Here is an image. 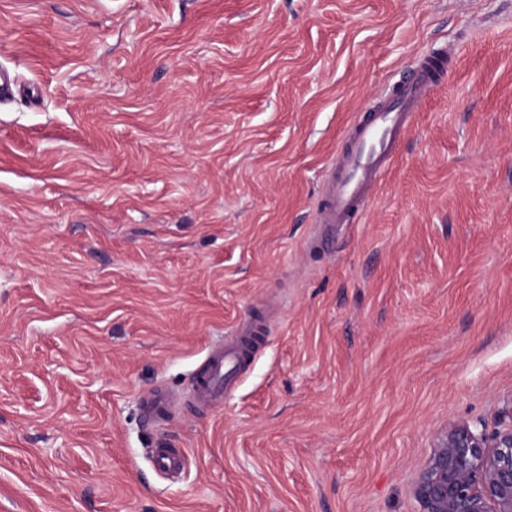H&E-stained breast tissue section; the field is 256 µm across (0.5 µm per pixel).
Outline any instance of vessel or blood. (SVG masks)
<instances>
[{
	"instance_id": "b4317fda",
	"label": "vessel or blood",
	"mask_w": 512,
	"mask_h": 512,
	"mask_svg": "<svg viewBox=\"0 0 512 512\" xmlns=\"http://www.w3.org/2000/svg\"><path fill=\"white\" fill-rule=\"evenodd\" d=\"M434 57L422 55L410 66V76L392 95L381 99L354 127L338 162L332 163L322 187L318 223L326 228L348 225L367 207L372 192L390 165L408 131L413 115L442 77ZM234 337L207 354L205 374L194 381L192 399L201 407L219 406L237 385L236 373L261 345L266 326L259 318L239 322ZM154 467L164 475L183 471L181 449L157 445L150 451Z\"/></svg>"
}]
</instances>
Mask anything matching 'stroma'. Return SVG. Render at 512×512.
<instances>
[{
    "label": "stroma",
    "instance_id": "obj_1",
    "mask_svg": "<svg viewBox=\"0 0 512 512\" xmlns=\"http://www.w3.org/2000/svg\"><path fill=\"white\" fill-rule=\"evenodd\" d=\"M454 47L357 224L322 174ZM0 512H417L512 400V0H0ZM265 312L223 404L186 395ZM185 449L178 481L150 448Z\"/></svg>",
    "mask_w": 512,
    "mask_h": 512
}]
</instances>
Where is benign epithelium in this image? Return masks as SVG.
I'll use <instances>...</instances> for the list:
<instances>
[{
	"label": "benign epithelium",
	"mask_w": 512,
	"mask_h": 512,
	"mask_svg": "<svg viewBox=\"0 0 512 512\" xmlns=\"http://www.w3.org/2000/svg\"><path fill=\"white\" fill-rule=\"evenodd\" d=\"M506 414L491 436L467 422L438 434L413 482L419 512H512V404Z\"/></svg>",
	"instance_id": "7a95c632"
}]
</instances>
